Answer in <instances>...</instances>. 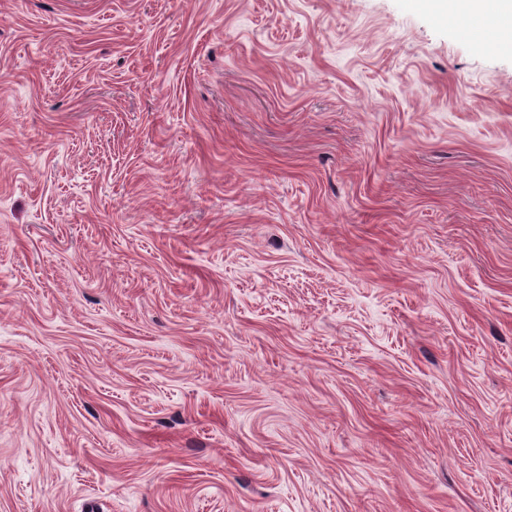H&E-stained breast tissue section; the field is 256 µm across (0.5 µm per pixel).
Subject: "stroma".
Instances as JSON below:
<instances>
[{
    "label": "stroma",
    "instance_id": "stroma-1",
    "mask_svg": "<svg viewBox=\"0 0 512 512\" xmlns=\"http://www.w3.org/2000/svg\"><path fill=\"white\" fill-rule=\"evenodd\" d=\"M0 512H512V51L0 0Z\"/></svg>",
    "mask_w": 512,
    "mask_h": 512
}]
</instances>
